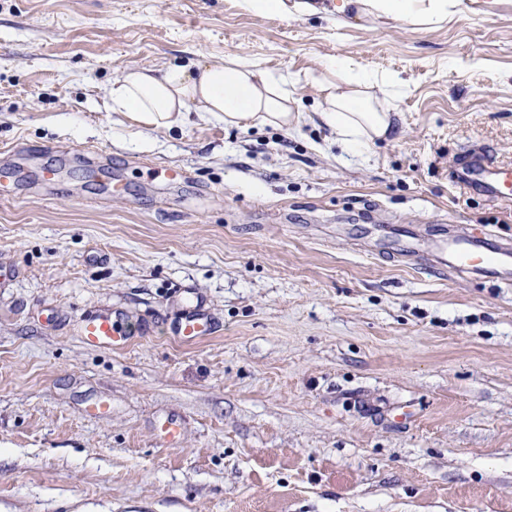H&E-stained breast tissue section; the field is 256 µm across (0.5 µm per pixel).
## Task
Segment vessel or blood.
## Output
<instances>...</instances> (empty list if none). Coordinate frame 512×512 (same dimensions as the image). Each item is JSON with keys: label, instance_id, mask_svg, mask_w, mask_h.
Wrapping results in <instances>:
<instances>
[{"label": "vessel or blood", "instance_id": "vessel-or-blood-1", "mask_svg": "<svg viewBox=\"0 0 512 512\" xmlns=\"http://www.w3.org/2000/svg\"><path fill=\"white\" fill-rule=\"evenodd\" d=\"M473 180L490 197H512L511 165L481 162L473 170ZM394 242L398 255L429 266H447L458 276L512 280V242L497 239L487 232L478 235L468 227L441 224L422 231L401 230ZM185 307L184 314L171 326L173 336L183 342H193L210 335L212 324L202 301L195 296L187 297ZM80 336L89 347L116 349L130 343L123 324L108 313L82 318Z\"/></svg>", "mask_w": 512, "mask_h": 512}]
</instances>
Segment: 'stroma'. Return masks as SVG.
<instances>
[{"label":"stroma","mask_w":512,"mask_h":512,"mask_svg":"<svg viewBox=\"0 0 512 512\" xmlns=\"http://www.w3.org/2000/svg\"><path fill=\"white\" fill-rule=\"evenodd\" d=\"M228 55L295 77L306 112L323 59L385 71L397 134L351 152L309 123L139 132L108 108L128 68ZM473 153L512 165V0L433 31L0 0V512H512V283L385 247L388 226L512 241ZM184 288L212 321L196 342L169 332ZM90 312L130 345L84 346Z\"/></svg>","instance_id":"35a3bbf8"}]
</instances>
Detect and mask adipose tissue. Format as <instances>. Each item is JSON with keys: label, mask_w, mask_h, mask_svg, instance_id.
<instances>
[{"label": "adipose tissue", "mask_w": 512, "mask_h": 512, "mask_svg": "<svg viewBox=\"0 0 512 512\" xmlns=\"http://www.w3.org/2000/svg\"><path fill=\"white\" fill-rule=\"evenodd\" d=\"M462 4L463 0H238L249 14L398 20L428 31L447 25ZM313 83L318 90L314 116L345 150L359 151L395 134L394 107L381 93L386 79L376 70L333 56L321 63ZM108 107L136 129L169 128L192 112L228 126L252 122L277 128L292 127L302 116L288 74L237 55L220 64L128 68L113 80Z\"/></svg>", "instance_id": "1"}]
</instances>
